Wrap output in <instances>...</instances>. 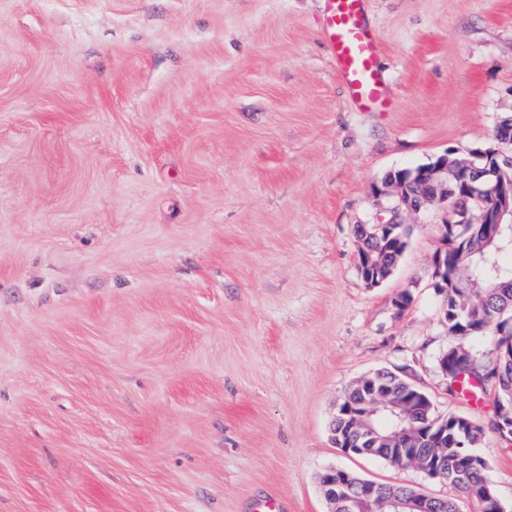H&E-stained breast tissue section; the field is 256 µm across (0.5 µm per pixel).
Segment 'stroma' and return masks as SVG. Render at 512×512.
Segmentation results:
<instances>
[{"mask_svg": "<svg viewBox=\"0 0 512 512\" xmlns=\"http://www.w3.org/2000/svg\"><path fill=\"white\" fill-rule=\"evenodd\" d=\"M323 9L0 0V512H326L330 466L458 497L332 444L378 368L483 427L512 506L493 406L437 367L445 209L376 288L354 235L387 172L494 145L512 0H367L386 112L349 101Z\"/></svg>", "mask_w": 512, "mask_h": 512, "instance_id": "35a3bbf8", "label": "stroma"}]
</instances>
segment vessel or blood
Listing matches in <instances>:
<instances>
[{"mask_svg": "<svg viewBox=\"0 0 512 512\" xmlns=\"http://www.w3.org/2000/svg\"><path fill=\"white\" fill-rule=\"evenodd\" d=\"M322 36L337 77L362 110L385 112L392 102L377 65L379 38L369 26L365 0H325Z\"/></svg>", "mask_w": 512, "mask_h": 512, "instance_id": "obj_1", "label": "vessel or blood"}]
</instances>
